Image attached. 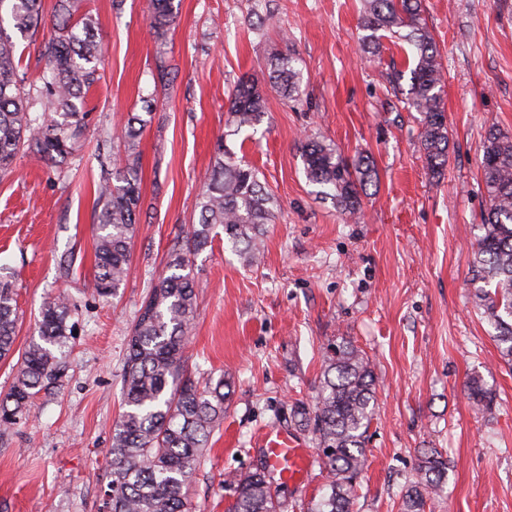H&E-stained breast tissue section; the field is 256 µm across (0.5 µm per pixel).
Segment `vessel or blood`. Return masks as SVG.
Segmentation results:
<instances>
[{
    "instance_id": "vessel-or-blood-1",
    "label": "vessel or blood",
    "mask_w": 512,
    "mask_h": 512,
    "mask_svg": "<svg viewBox=\"0 0 512 512\" xmlns=\"http://www.w3.org/2000/svg\"><path fill=\"white\" fill-rule=\"evenodd\" d=\"M261 448L268 469L280 481L302 485L313 467V454L307 444L297 437L277 430L259 434Z\"/></svg>"
}]
</instances>
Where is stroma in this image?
Instances as JSON below:
<instances>
[{
	"instance_id": "obj_1",
	"label": "stroma",
	"mask_w": 512,
	"mask_h": 512,
	"mask_svg": "<svg viewBox=\"0 0 512 512\" xmlns=\"http://www.w3.org/2000/svg\"><path fill=\"white\" fill-rule=\"evenodd\" d=\"M180 0L166 39L150 26L151 0H81L103 48L102 78L87 96L86 131L67 176L27 155L0 177V267L17 294L16 353L45 298L68 296L75 333L62 386L35 399L0 440V512H98L110 426L122 411L127 342L141 304L185 244L217 142L245 157L274 194L264 252L249 266L224 236L192 255L198 311L186 367L224 381V422L188 487L193 512H227L232 476L264 460L257 434L282 428L314 445L292 417L312 402L327 345L343 336L377 377L368 463L354 512H400L418 478L420 449L448 458L443 492L426 512H512V368L474 298L473 245L487 207L481 178L490 129L512 135V0H423L445 72L450 151L432 178L419 150L420 116L402 108L407 56L383 38L360 51L362 0ZM175 70L155 88V57ZM275 54L293 57L303 99L266 92L260 125L226 135L228 95L262 77ZM143 113L139 178L147 208L124 285L94 290L97 185L113 170L130 114ZM324 137L345 158L374 160L363 215L349 220L309 184L305 137ZM493 397L478 409L466 382ZM314 463L299 487L276 484L283 512L325 491Z\"/></svg>"
}]
</instances>
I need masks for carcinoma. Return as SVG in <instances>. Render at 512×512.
I'll use <instances>...</instances> for the list:
<instances>
[{
    "mask_svg": "<svg viewBox=\"0 0 512 512\" xmlns=\"http://www.w3.org/2000/svg\"><path fill=\"white\" fill-rule=\"evenodd\" d=\"M78 0H58L54 35L41 45L45 65L41 84L27 83L16 59L17 43L44 25L41 0H0V176L8 175L17 155L66 174L84 136L81 111L90 88L101 79L102 50L92 34L93 21L75 17ZM151 26L166 38L177 5L152 0ZM9 22L10 28L4 27ZM360 27L362 52L380 51L379 32H388L408 46L412 56L404 108L421 115L420 150L427 169L441 177L448 165L449 137L444 109L445 77L436 45L422 17L421 0H363ZM154 79L174 80L165 56L156 57ZM267 84L284 97L300 100L301 77L290 55L271 60ZM227 127L234 135L255 128L266 115L259 82H238L229 98ZM146 120L127 119L123 151L112 179L98 186L102 202L96 238L95 289L113 295L125 281L132 239L143 199L140 188L138 139ZM301 158L317 194L342 212L361 211V195L376 179L372 159L360 155L348 162L317 137L301 143ZM488 209L473 252L476 298L495 330L500 358L512 368V136L489 132L481 162ZM275 197L258 171L233 153L219 149L199 195L198 224L184 247L168 253L166 273L151 285L130 336L124 362L125 410L112 424L108 449V483L102 512H192L187 488L199 452L224 420V380L202 381L184 370L188 330L196 315V284L189 256L205 250L217 227L233 250L254 261L271 223ZM69 304L58 296L45 302L9 391L0 396V437L23 416L41 393L67 377L64 357L71 326ZM17 312L10 283L0 282V361L13 353ZM473 402L492 410L493 399L482 380L466 384ZM376 376L368 356L351 342L331 343L310 405L297 402L298 427L311 429L329 476L327 491L307 512H353L355 485L367 466L365 441L372 420ZM421 481L405 495L402 512H425L427 499L442 492L448 459L435 448L420 453ZM235 498L228 512H281L271 493L269 476L248 472L234 479Z\"/></svg>",
    "mask_w": 512,
    "mask_h": 512,
    "instance_id": "obj_1",
    "label": "carcinoma"
}]
</instances>
